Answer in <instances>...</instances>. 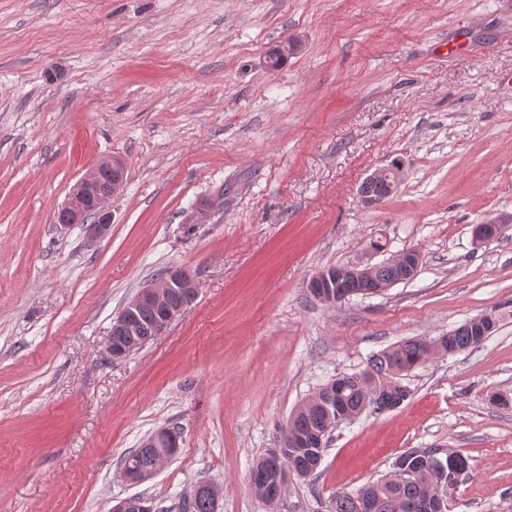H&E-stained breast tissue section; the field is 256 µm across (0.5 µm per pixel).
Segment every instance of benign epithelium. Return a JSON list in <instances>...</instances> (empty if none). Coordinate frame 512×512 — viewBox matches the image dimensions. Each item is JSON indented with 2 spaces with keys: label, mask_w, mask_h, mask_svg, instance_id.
Returning a JSON list of instances; mask_svg holds the SVG:
<instances>
[{
  "label": "benign epithelium",
  "mask_w": 512,
  "mask_h": 512,
  "mask_svg": "<svg viewBox=\"0 0 512 512\" xmlns=\"http://www.w3.org/2000/svg\"><path fill=\"white\" fill-rule=\"evenodd\" d=\"M126 167L119 156H104L88 169L74 185L67 201L55 213L56 227L65 230L73 224H83L92 220L88 229V239L91 242L103 237L112 224L110 209L112 197L122 188L125 181ZM403 173V163L394 159L387 166L375 170L366 181H385L399 184ZM512 221V216H491L479 224L473 225L472 239L477 246L482 245L497 236L501 225ZM387 262L400 268L401 274L407 279H413L418 274L422 263L421 253L415 249H407ZM375 266L370 264L346 265L336 270L324 269L317 272L309 281L308 287L316 289L318 298L328 306H335L347 296L338 291L340 284L352 282L363 292L373 290L376 293L385 292L393 287L390 282H380L374 279ZM184 293L195 299L198 287L195 279L181 269H170L161 278L158 285L141 289L120 311L112 321L107 342V353L114 360L121 359L129 353V349L113 340L115 336L124 335L134 325L136 313L141 306L151 304L160 314L157 334H162L168 326L185 310V306L172 302L177 293ZM436 459V471L441 478L448 479L450 488H457L465 473L468 462L459 456L448 458L444 462ZM111 512H151L147 502L137 496H131L112 505Z\"/></svg>",
  "instance_id": "obj_1"
}]
</instances>
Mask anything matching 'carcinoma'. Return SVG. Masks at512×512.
Instances as JSON below:
<instances>
[{"instance_id": "obj_1", "label": "carcinoma", "mask_w": 512, "mask_h": 512, "mask_svg": "<svg viewBox=\"0 0 512 512\" xmlns=\"http://www.w3.org/2000/svg\"><path fill=\"white\" fill-rule=\"evenodd\" d=\"M157 311L144 306L138 311L137 329L134 333L121 337L127 344H136L154 334L158 322ZM475 327L465 322L456 329L441 336L451 346L455 354L475 347L483 339L474 335ZM433 339L427 337L409 338L388 350L373 355L368 366L361 372L346 374L334 379V387L324 385L316 391V397L306 405L293 422V434L308 439L318 433H330L339 425L337 417L344 413L362 410L371 403V392L367 379L379 381L390 376L392 370L409 372L429 359V345ZM277 456L265 455L254 464L249 486L271 488L284 485L288 475L300 478L315 475L313 465L317 455L325 449L316 447L298 448L290 445L289 437L282 436ZM404 464L411 474L405 480L390 483L379 479L355 491H338L332 499L331 512H363L362 500L369 499L378 504L374 512H425L426 502L437 494L447 495L449 488L439 484L435 468L423 460L418 449L412 448L403 454ZM157 455L153 448H138L125 457L124 462L137 466L143 472L153 470ZM218 492H204L194 498L192 512H214Z\"/></svg>"}]
</instances>
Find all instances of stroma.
<instances>
[{
	"instance_id": "obj_1",
	"label": "stroma",
	"mask_w": 512,
	"mask_h": 512,
	"mask_svg": "<svg viewBox=\"0 0 512 512\" xmlns=\"http://www.w3.org/2000/svg\"><path fill=\"white\" fill-rule=\"evenodd\" d=\"M291 38L280 68L267 67ZM112 226L54 215L105 155ZM396 192L359 188L393 159ZM512 0H0V512H268L248 486L293 410L370 355L484 313L474 348L404 374L398 408L328 437L277 512H330L411 448L469 463L450 512H512ZM384 244L370 251V241ZM414 248L417 276L329 307L318 271ZM171 267L198 296L123 359L113 318ZM176 456L132 485L156 429ZM403 173V163L400 159H393L390 164L386 167L375 170L371 173L362 184L360 190L362 189L365 194L371 195L366 196L361 192V200L362 202L368 206L372 207L382 203L385 199L382 195L391 196L389 191L388 184L386 182H394V184L398 185ZM376 181H385L378 183H368V182H376ZM512 216H491L481 222L474 224L472 229L473 243L477 246L482 245L497 236L502 224L511 223Z\"/></svg>"
}]
</instances>
